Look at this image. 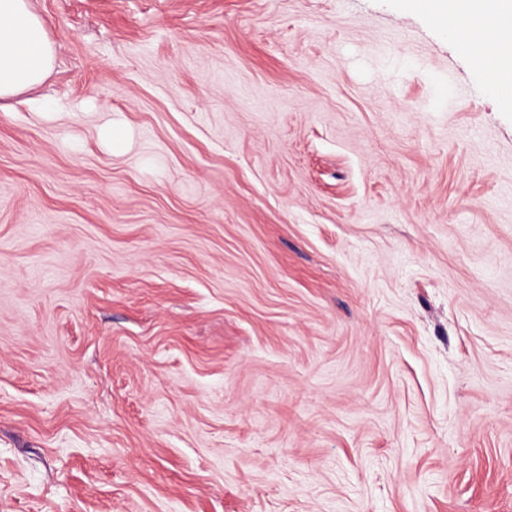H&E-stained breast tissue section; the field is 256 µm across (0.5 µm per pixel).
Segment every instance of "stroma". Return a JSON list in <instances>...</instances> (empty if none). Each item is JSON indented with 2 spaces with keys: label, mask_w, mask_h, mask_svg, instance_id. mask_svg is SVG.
Segmentation results:
<instances>
[{
  "label": "stroma",
  "mask_w": 512,
  "mask_h": 512,
  "mask_svg": "<svg viewBox=\"0 0 512 512\" xmlns=\"http://www.w3.org/2000/svg\"><path fill=\"white\" fill-rule=\"evenodd\" d=\"M0 99V512H512V109L418 0H31ZM55 51L29 0H0V99L41 83Z\"/></svg>",
  "instance_id": "1"
}]
</instances>
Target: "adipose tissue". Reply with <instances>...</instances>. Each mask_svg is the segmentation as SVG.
Masks as SVG:
<instances>
[{
	"instance_id": "1",
	"label": "adipose tissue",
	"mask_w": 512,
	"mask_h": 512,
	"mask_svg": "<svg viewBox=\"0 0 512 512\" xmlns=\"http://www.w3.org/2000/svg\"><path fill=\"white\" fill-rule=\"evenodd\" d=\"M482 27L455 15L452 30L472 58L512 64V0H480ZM55 51L44 21L29 0H0V99L41 83L53 67Z\"/></svg>"
}]
</instances>
